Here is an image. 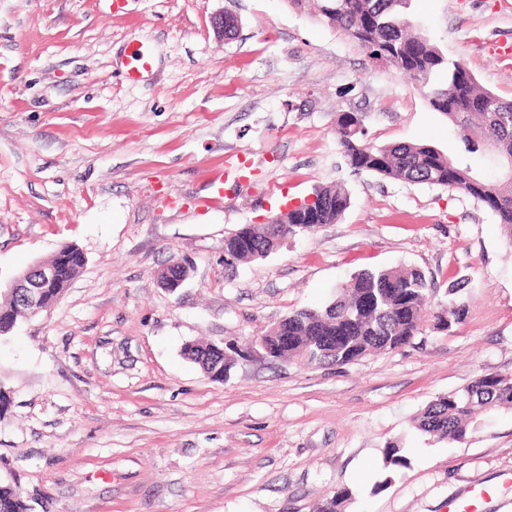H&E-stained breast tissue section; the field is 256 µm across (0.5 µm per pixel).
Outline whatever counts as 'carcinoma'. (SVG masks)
Segmentation results:
<instances>
[{
    "label": "carcinoma",
    "mask_w": 512,
    "mask_h": 512,
    "mask_svg": "<svg viewBox=\"0 0 512 512\" xmlns=\"http://www.w3.org/2000/svg\"><path fill=\"white\" fill-rule=\"evenodd\" d=\"M409 0H314L315 13L330 28L339 29L369 58L385 57L403 76L429 88V104L459 130L461 157L452 160L432 145L395 143L379 146L366 137L362 119L344 112L336 121V140L348 167L411 184L455 189L485 204L512 237V177L491 181L477 174L467 158L485 150L501 160L512 159V101L479 88L466 68L450 62L422 34L411 35L405 17ZM350 204L341 184L315 191L288 211L273 214L252 229L242 226L224 239V265L267 257L280 242L322 224H334ZM61 249L71 260L59 271L47 292L52 307L85 264L74 244ZM464 284L448 290V302L435 319L443 329L465 321L468 304ZM433 292L424 273L416 268L364 270L340 286L338 296L323 308L292 312L272 331L288 337L279 360L306 366L348 364L374 353L395 350L416 336L425 317V303ZM18 297L0 301V333H10L26 316L18 313ZM184 356L212 381L227 380L243 358L234 346L219 352L212 344L188 343ZM512 407V376L488 372L467 386L432 401L414 421L431 440L463 442L474 430L476 410ZM385 466L402 467L407 458L391 441L384 452ZM351 493L340 487L322 500L318 512H345ZM0 512H30L17 486L0 482Z\"/></svg>",
    "instance_id": "carcinoma-1"
}]
</instances>
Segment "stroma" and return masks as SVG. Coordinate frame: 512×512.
<instances>
[{
  "label": "stroma",
  "instance_id": "obj_1",
  "mask_svg": "<svg viewBox=\"0 0 512 512\" xmlns=\"http://www.w3.org/2000/svg\"><path fill=\"white\" fill-rule=\"evenodd\" d=\"M240 22L219 40L215 13ZM406 14L478 86L512 99V0H411ZM154 65L126 78L129 41ZM374 144L460 155L427 91L287 0H0V280L77 245L86 263L47 312L0 336V480L34 512H512V409L479 415L461 443L414 418L485 372L512 375V240L485 205L345 165L341 113ZM250 181L202 208L213 178ZM344 184L337 223L224 268V239L282 205ZM190 275L175 293L158 272ZM414 267L431 282L413 340L347 365L259 356L210 380L185 343L251 340L331 302L363 270ZM466 281L469 313L433 314ZM408 460L389 471L383 450Z\"/></svg>",
  "mask_w": 512,
  "mask_h": 512
}]
</instances>
